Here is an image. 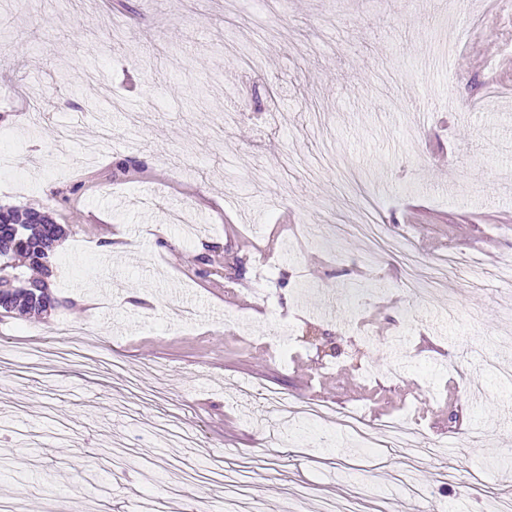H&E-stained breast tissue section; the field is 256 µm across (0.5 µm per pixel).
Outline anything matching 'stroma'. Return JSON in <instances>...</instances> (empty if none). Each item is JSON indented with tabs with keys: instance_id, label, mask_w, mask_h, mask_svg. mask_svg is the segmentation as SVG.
<instances>
[{
	"instance_id": "35a3bbf8",
	"label": "stroma",
	"mask_w": 512,
	"mask_h": 512,
	"mask_svg": "<svg viewBox=\"0 0 512 512\" xmlns=\"http://www.w3.org/2000/svg\"><path fill=\"white\" fill-rule=\"evenodd\" d=\"M227 2L19 0L0 36V129L16 134L0 205L66 230L58 306L0 313V458L23 477H0V498L148 512L176 484L179 512H209L238 473L239 512H318L353 486L400 512L407 469L442 512H489L512 494V385L484 368L512 356V292L463 272L413 297L398 251L425 273L450 248L491 272L512 259V9ZM445 39L447 64L423 65ZM229 46L263 58L239 71ZM366 208L398 245L373 265ZM106 236L121 255L98 251ZM174 303L193 318L171 323ZM79 326L98 360L67 351ZM255 387L412 417L413 447L443 451L412 466L326 419L284 424Z\"/></svg>"
}]
</instances>
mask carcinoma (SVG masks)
I'll use <instances>...</instances> for the list:
<instances>
[{
    "label": "carcinoma",
    "instance_id": "carcinoma-1",
    "mask_svg": "<svg viewBox=\"0 0 512 512\" xmlns=\"http://www.w3.org/2000/svg\"><path fill=\"white\" fill-rule=\"evenodd\" d=\"M16 226L17 235L0 236V305L27 309L32 303L29 289L36 283L48 287L46 277L59 241L65 235L62 225L34 209L0 207V228Z\"/></svg>",
    "mask_w": 512,
    "mask_h": 512
}]
</instances>
